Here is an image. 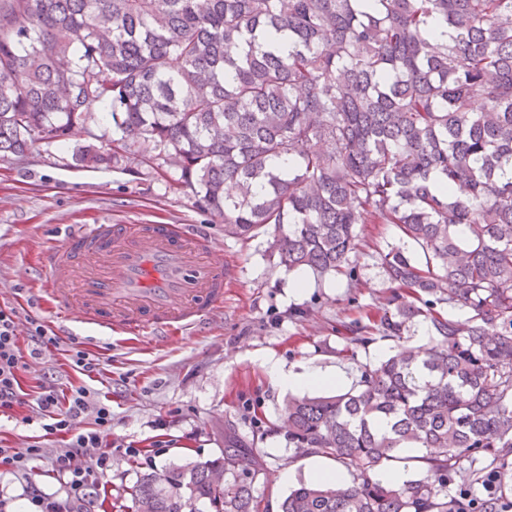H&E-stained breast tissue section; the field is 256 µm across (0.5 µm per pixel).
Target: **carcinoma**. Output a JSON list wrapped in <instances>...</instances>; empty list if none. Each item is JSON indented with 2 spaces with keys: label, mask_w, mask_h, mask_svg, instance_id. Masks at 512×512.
<instances>
[{
  "label": "carcinoma",
  "mask_w": 512,
  "mask_h": 512,
  "mask_svg": "<svg viewBox=\"0 0 512 512\" xmlns=\"http://www.w3.org/2000/svg\"><path fill=\"white\" fill-rule=\"evenodd\" d=\"M448 40L428 34L431 18ZM88 167L164 157L224 232L274 227L288 272L342 271L355 225L394 224L423 251L384 255L392 282L456 302L452 320L398 298L380 317L424 348L363 365L349 390L288 399V447L330 458L344 488L301 482L278 512H500L512 488V0H0V160L94 121ZM414 462L399 486L379 476ZM494 469V500L452 490ZM261 457L224 428L215 459L143 475L130 512H259Z\"/></svg>",
  "instance_id": "1"
}]
</instances>
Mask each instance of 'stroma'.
Instances as JSON below:
<instances>
[{
  "mask_svg": "<svg viewBox=\"0 0 512 512\" xmlns=\"http://www.w3.org/2000/svg\"><path fill=\"white\" fill-rule=\"evenodd\" d=\"M106 123L92 125L66 142L36 145L24 158L0 161V301H27V309L53 328H66L101 357L99 380L69 372L68 381L89 385L112 407V469L99 493L97 512L129 504L141 474L219 455L224 433L216 421H230L240 439L261 456L269 474L255 494L279 499L289 492L280 473L293 468L307 478L311 457H294L282 432H262L249 409L277 421L288 391L273 385L263 363L285 369L320 368L344 374L352 385L363 364L392 354L394 341L377 326L378 311L392 296L411 299L388 278L383 257L402 249L417 262L422 250L395 225H357V247L350 255L354 276L288 272L267 253L268 237L242 240L225 235L224 224L199 208L178 173L160 178L150 167L83 168L75 148L94 143ZM193 224L216 241L231 275L224 309L198 335L167 346L136 339L96 336L77 324L64 325L60 311L36 298L46 273L41 257L73 224ZM142 449L130 458L128 449Z\"/></svg>",
  "mask_w": 512,
  "mask_h": 512,
  "instance_id": "obj_1",
  "label": "stroma"
}]
</instances>
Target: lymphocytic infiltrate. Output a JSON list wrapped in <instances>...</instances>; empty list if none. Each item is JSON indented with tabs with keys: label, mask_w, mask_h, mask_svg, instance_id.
I'll use <instances>...</instances> for the list:
<instances>
[{
	"label": "lymphocytic infiltrate",
	"mask_w": 512,
	"mask_h": 512,
	"mask_svg": "<svg viewBox=\"0 0 512 512\" xmlns=\"http://www.w3.org/2000/svg\"><path fill=\"white\" fill-rule=\"evenodd\" d=\"M29 346L21 348L20 333ZM62 352L75 372L92 376L99 359L75 337L54 334L37 316L21 314L8 302L0 303V415L27 407L23 424H38L47 435L60 437L59 448L32 443L21 448L0 447V468L24 483L26 500L34 512H88L92 498L112 469V447L103 434L112 427L111 405L96 399L83 385H62L54 378L39 379L35 390L26 391L23 374L36 359ZM44 463L59 481L61 490L46 493L34 477L36 463Z\"/></svg>",
	"instance_id": "f902f5d3"
}]
</instances>
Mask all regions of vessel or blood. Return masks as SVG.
<instances>
[{"label":"vessel or blood","mask_w":512,"mask_h":512,"mask_svg":"<svg viewBox=\"0 0 512 512\" xmlns=\"http://www.w3.org/2000/svg\"><path fill=\"white\" fill-rule=\"evenodd\" d=\"M45 293L98 335L167 344L224 307L229 270L187 224H79L46 252Z\"/></svg>","instance_id":"1"}]
</instances>
